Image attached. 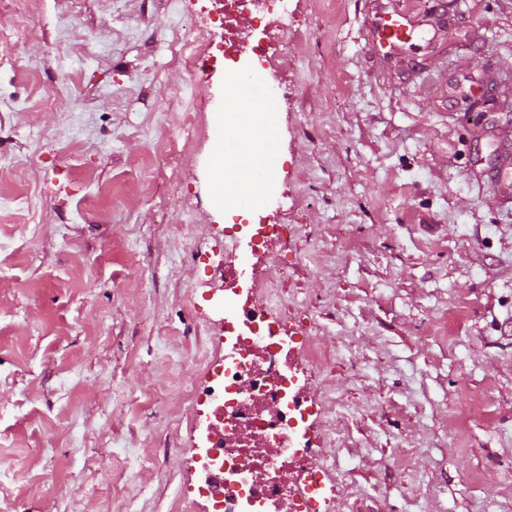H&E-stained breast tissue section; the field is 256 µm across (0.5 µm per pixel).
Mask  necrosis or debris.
<instances>
[{"instance_id":"obj_1","label":"necrosis or debris","mask_w":512,"mask_h":512,"mask_svg":"<svg viewBox=\"0 0 512 512\" xmlns=\"http://www.w3.org/2000/svg\"><path fill=\"white\" fill-rule=\"evenodd\" d=\"M238 11L264 22L271 46L254 52L258 62L270 61L272 45L288 38L285 0H224L221 23L231 25ZM224 340L223 365L195 397L208 405L210 418L199 496L211 512H322L326 480L319 451L300 430L310 400L290 365L309 360L310 345L285 339L266 311L248 301L227 319ZM288 471L295 476L290 487L283 480Z\"/></svg>"}]
</instances>
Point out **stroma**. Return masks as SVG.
I'll use <instances>...</instances> for the list:
<instances>
[{
    "label": "stroma",
    "mask_w": 512,
    "mask_h": 512,
    "mask_svg": "<svg viewBox=\"0 0 512 512\" xmlns=\"http://www.w3.org/2000/svg\"><path fill=\"white\" fill-rule=\"evenodd\" d=\"M384 2L288 0L280 160L244 216L211 202V118L259 20L236 14L198 86L175 49L223 42L219 0H0V512H209L213 267L241 253L226 227L273 213L254 298L314 349L334 503L512 512V186L488 180L512 125L466 104L512 85V0H402L420 25L392 56Z\"/></svg>",
    "instance_id": "1"
}]
</instances>
